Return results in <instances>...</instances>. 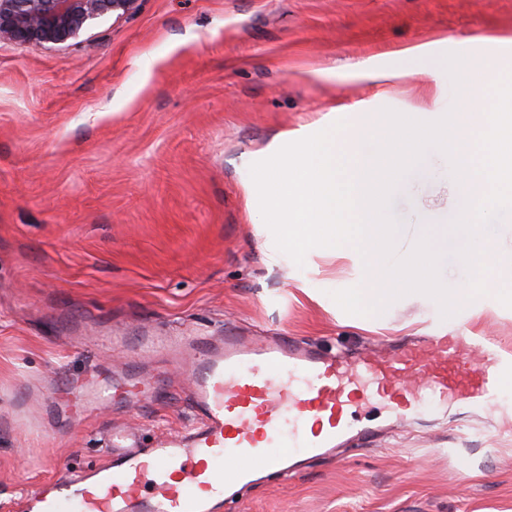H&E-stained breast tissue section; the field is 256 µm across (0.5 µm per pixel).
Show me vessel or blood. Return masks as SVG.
I'll return each mask as SVG.
<instances>
[{"mask_svg": "<svg viewBox=\"0 0 512 512\" xmlns=\"http://www.w3.org/2000/svg\"><path fill=\"white\" fill-rule=\"evenodd\" d=\"M135 368L102 369L82 380L78 404L137 405L151 395L142 377L157 356L185 360L189 400L199 423L151 442L113 428L105 460L76 475L42 482L23 512H224L246 489L290 476L380 428L358 427L352 410L381 403L402 421L423 402L448 406L495 401L512 355L466 331L424 336L410 345L346 355L276 336L255 343L221 336H153L131 344Z\"/></svg>", "mask_w": 512, "mask_h": 512, "instance_id": "1", "label": "vessel or blood"}]
</instances>
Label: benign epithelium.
Instances as JSON below:
<instances>
[{
	"label": "benign epithelium",
	"mask_w": 512,
	"mask_h": 512,
	"mask_svg": "<svg viewBox=\"0 0 512 512\" xmlns=\"http://www.w3.org/2000/svg\"><path fill=\"white\" fill-rule=\"evenodd\" d=\"M139 0H0V41L63 45L109 17L121 19Z\"/></svg>",
	"instance_id": "obj_1"
}]
</instances>
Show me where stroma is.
Wrapping results in <instances>:
<instances>
[{
	"label": "stroma",
	"mask_w": 512,
	"mask_h": 512,
	"mask_svg": "<svg viewBox=\"0 0 512 512\" xmlns=\"http://www.w3.org/2000/svg\"><path fill=\"white\" fill-rule=\"evenodd\" d=\"M512 0H140L58 47L0 42V512L35 484L105 458L112 426L159 436L191 426L184 367L166 363L151 399L88 416L63 389L129 355L106 339L143 328L288 334L378 349L435 331L474 330L512 349V308L446 320L408 299L376 316L336 315L332 292L356 286L350 263L268 258L249 168L284 132L314 134L361 106L421 120L456 108L395 51L468 41L512 75ZM392 56L403 75L352 81L355 63ZM151 67H144V60ZM445 154L427 151L396 189L397 254L455 204ZM384 424L288 480L248 490L234 512H512V389L468 416L461 400Z\"/></svg>",
	"instance_id": "stroma-1"
}]
</instances>
